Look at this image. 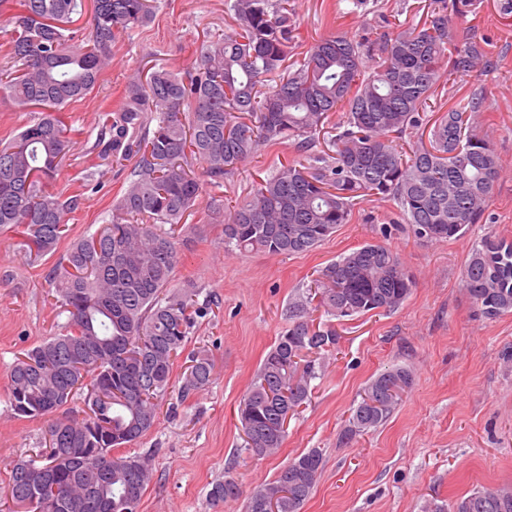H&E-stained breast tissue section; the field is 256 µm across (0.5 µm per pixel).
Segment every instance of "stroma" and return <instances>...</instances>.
<instances>
[{"label": "stroma", "mask_w": 512, "mask_h": 512, "mask_svg": "<svg viewBox=\"0 0 512 512\" xmlns=\"http://www.w3.org/2000/svg\"><path fill=\"white\" fill-rule=\"evenodd\" d=\"M426 0H293L299 52L333 32L374 30L381 16L410 18ZM234 25L225 0H157L153 21L112 46V65L85 99L66 107L73 149L51 191L80 195L68 238L54 254L34 259L16 232H0V480L14 461L46 448L48 422L17 417L9 403V371L28 349L62 332L68 314L55 304L51 267L71 240L107 224L126 186L125 174L94 150L102 113L121 101L135 70L152 65L183 70L198 46ZM449 30L484 43L491 69L459 75L455 84L483 98L477 129L492 141L500 163L482 223L460 238L430 241L398 223L395 203L366 198L350 223L315 250L293 256L224 248V214L257 182L298 159L292 143L262 148L223 183L208 186L177 225L173 287L192 286L207 316L193 326L187 351L205 348L214 363L204 389L181 397L186 364L177 360L153 427L125 455L148 457L153 478L139 512H245L244 495L272 481L290 459L318 450L322 469L301 512H423L485 488L512 485V311L482 316L461 284L473 246L486 234L512 240V18L497 0L477 13L449 15ZM393 224L390 238L382 225ZM399 253L415 285L397 309L336 322L335 350L320 352L321 371L309 401L291 417L276 455L245 448L237 409L266 354L291 323L289 308L305 295L317 270L369 242ZM404 367L412 383L388 420L349 435L353 407L367 381ZM233 476L243 496L210 498L213 484Z\"/></svg>", "instance_id": "obj_1"}]
</instances>
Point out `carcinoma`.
Masks as SVG:
<instances>
[{"label": "carcinoma", "instance_id": "obj_1", "mask_svg": "<svg viewBox=\"0 0 512 512\" xmlns=\"http://www.w3.org/2000/svg\"><path fill=\"white\" fill-rule=\"evenodd\" d=\"M234 28L203 42L183 72L165 66L134 72L119 107L106 114L97 157L112 167L133 164L112 219L75 240L56 266L60 301L69 313L64 332L29 349L9 374L10 406L20 418L42 419L86 393L89 413L48 426L41 459L13 464L0 512H138L151 481L138 456L115 455L154 425L185 350L198 305L193 288L172 289L177 262L173 231L212 181H221L268 145L293 142L302 158L258 183L250 198L224 216V244L271 255L313 251L352 220L364 197L391 200L415 236L428 224L436 239L466 234L483 221L500 166L487 136L476 130L482 99L448 92V108L431 101L451 74L482 75L490 62L473 37L453 40L448 13L464 15L477 0H429L418 22L378 33L330 35L303 60L295 48V8L289 0H226ZM14 10L6 42L11 67L0 95L30 123L0 146V230L25 238L29 254H51L81 199L46 189L73 142L62 110L91 93L112 63V44L151 23L155 0H0ZM90 12V24L76 22ZM345 120L315 149L337 111ZM202 164V172L194 163ZM462 285L482 313L512 310V243L492 234L473 248ZM413 279L397 252L366 243L318 271L308 296L294 304L292 324L263 360L238 407L247 450L276 453L284 423L311 394L316 360H292L296 350L336 348L331 324L314 327L307 307L352 318L393 310ZM208 353L191 355L181 397L206 387ZM388 376L406 390L410 372L397 367L370 379L352 411L354 432L386 421L401 397L370 407ZM310 451L283 465L272 482L247 498L246 512L277 496L279 512H300L321 472ZM229 478L210 491L234 500ZM432 512H512V486L457 499Z\"/></svg>", "mask_w": 512, "mask_h": 512}]
</instances>
